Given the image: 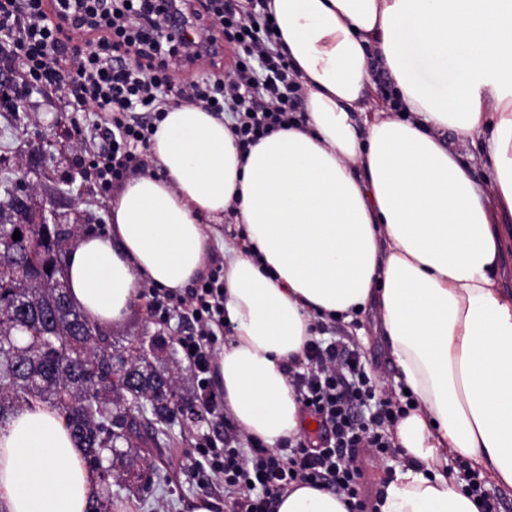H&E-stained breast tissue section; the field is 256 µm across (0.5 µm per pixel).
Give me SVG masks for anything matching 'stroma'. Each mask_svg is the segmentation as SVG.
<instances>
[{
  "label": "stroma",
  "instance_id": "1",
  "mask_svg": "<svg viewBox=\"0 0 512 512\" xmlns=\"http://www.w3.org/2000/svg\"><path fill=\"white\" fill-rule=\"evenodd\" d=\"M64 117L60 99L35 92L24 98L0 102V174L26 172L37 204L60 215L80 214L82 227L105 229L109 199L100 197L89 169L95 150L92 117L78 113L84 130L82 143L73 149L47 146L44 134H56ZM342 335L348 336L361 350L372 378L381 382L390 397H398L394 368L389 363L381 337L373 330L371 315L350 324L339 323ZM180 326L177 319L160 321L149 308L147 297H140L123 322L108 333L121 344L151 336L175 338ZM173 444L150 449L147 456V486L121 491L112 512H194L195 504L211 497L205 480L191 481L186 472L193 463L190 450L197 437L209 435L216 447L224 445V418L207 416L197 425L172 424Z\"/></svg>",
  "mask_w": 512,
  "mask_h": 512
}]
</instances>
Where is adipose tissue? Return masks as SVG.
Returning <instances> with one entry per match:
<instances>
[{
	"mask_svg": "<svg viewBox=\"0 0 512 512\" xmlns=\"http://www.w3.org/2000/svg\"><path fill=\"white\" fill-rule=\"evenodd\" d=\"M305 119L241 156L231 122L169 108L151 171L112 194L106 230L79 231L63 278L98 327L119 324L145 286L206 275L217 224L224 316L216 362L224 405L268 446L306 422L286 368L317 322L373 312L412 395L391 429L406 462L377 512H478L449 458L512 496V0H268ZM384 70L399 110L368 112ZM363 121H356V113ZM484 140L475 180L462 146ZM100 490L59 411L39 401L0 427L6 512H87ZM276 512H347L301 487Z\"/></svg>",
	"mask_w": 512,
	"mask_h": 512,
	"instance_id": "ef3b65f1",
	"label": "adipose tissue"
}]
</instances>
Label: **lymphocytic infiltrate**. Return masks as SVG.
I'll return each mask as SVG.
<instances>
[{"label": "lymphocytic infiltrate", "mask_w": 512, "mask_h": 512, "mask_svg": "<svg viewBox=\"0 0 512 512\" xmlns=\"http://www.w3.org/2000/svg\"><path fill=\"white\" fill-rule=\"evenodd\" d=\"M249 0H0V56L21 70L25 89L57 97L68 112H89L102 143L93 162L101 195L150 162L140 154L170 98L204 111L231 113L241 153L301 119L300 86L277 48L274 24ZM221 74L191 77L202 63ZM151 309L188 326L175 342L189 354L209 411L223 408L213 389L217 345L224 338V278L213 269L180 291L149 288ZM302 411L316 418L308 437L268 448L234 429L224 445L201 438L194 474L224 493L225 512H275L289 489L309 485L346 497L349 512H368L361 449L399 453L388 433L402 404L380 394L358 349L341 336L313 339L302 370H289Z\"/></svg>", "instance_id": "lymphocytic-infiltrate-1"}]
</instances>
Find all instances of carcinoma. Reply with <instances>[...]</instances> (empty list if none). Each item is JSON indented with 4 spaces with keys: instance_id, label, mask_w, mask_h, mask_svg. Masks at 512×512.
<instances>
[{
    "instance_id": "1",
    "label": "carcinoma",
    "mask_w": 512,
    "mask_h": 512,
    "mask_svg": "<svg viewBox=\"0 0 512 512\" xmlns=\"http://www.w3.org/2000/svg\"><path fill=\"white\" fill-rule=\"evenodd\" d=\"M23 192L17 182L0 203V251L22 268L16 279L0 277V423L32 399L54 406L101 478L87 512H111L112 486L130 488L143 470L137 449L170 444L168 426L186 401L174 373L116 345L69 301L55 267L77 227H25Z\"/></svg>"
}]
</instances>
